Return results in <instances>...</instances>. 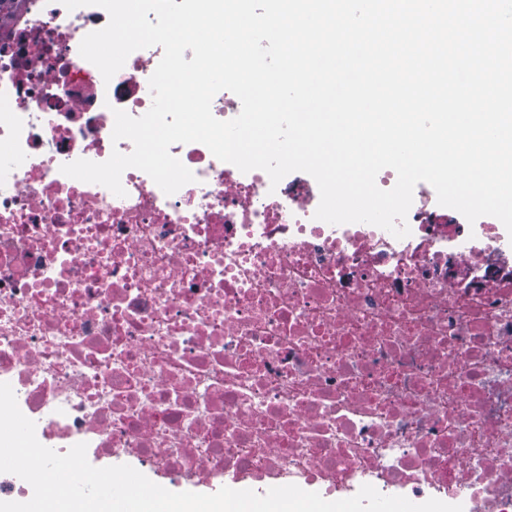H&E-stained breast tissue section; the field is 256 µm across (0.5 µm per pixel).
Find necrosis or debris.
Here are the masks:
<instances>
[{
    "label": "necrosis or debris",
    "mask_w": 512,
    "mask_h": 512,
    "mask_svg": "<svg viewBox=\"0 0 512 512\" xmlns=\"http://www.w3.org/2000/svg\"><path fill=\"white\" fill-rule=\"evenodd\" d=\"M98 6L27 0L0 18V382L45 446L87 445L158 483L365 484L512 512V237L414 189L411 233L331 225L304 172L271 185L200 143L165 195L62 164L131 153L163 54L111 81L79 53Z\"/></svg>",
    "instance_id": "necrosis-or-debris-1"
}]
</instances>
